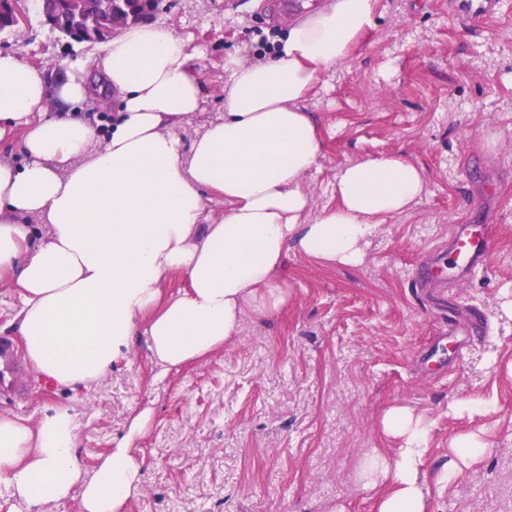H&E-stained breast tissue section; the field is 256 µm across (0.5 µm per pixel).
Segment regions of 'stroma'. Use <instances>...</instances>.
I'll use <instances>...</instances> for the list:
<instances>
[{
    "label": "stroma",
    "instance_id": "stroma-1",
    "mask_svg": "<svg viewBox=\"0 0 512 512\" xmlns=\"http://www.w3.org/2000/svg\"><path fill=\"white\" fill-rule=\"evenodd\" d=\"M20 10L0 52L50 73L93 52L53 30L32 0ZM291 16L270 15L260 0H168L158 24L204 51L203 109L183 124L184 139L224 112L225 56L264 60L261 34ZM323 81L305 103L323 133L319 170L305 179L312 210L330 203L352 160L400 155L427 177L409 214L378 225L361 265L289 253L287 307L247 314L202 362L159 373L139 336L84 400L46 389L28 365L22 394L0 391V415L34 422L47 408H71L88 475L150 410L133 443L141 486L125 512H377L381 491L363 489L357 472L373 449L396 457L401 440L380 431L392 407L429 426L419 474L427 512H512V314L503 309L512 301V0L464 27L448 0H380L375 30ZM455 224L497 228L485 265L465 279L448 264ZM423 261L448 283L447 305L417 294ZM470 306L489 315L488 335L419 363L451 312ZM468 433L483 454L439 490L449 442Z\"/></svg>",
    "mask_w": 512,
    "mask_h": 512
}]
</instances>
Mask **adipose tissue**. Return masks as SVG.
<instances>
[{
    "label": "adipose tissue",
    "mask_w": 512,
    "mask_h": 512,
    "mask_svg": "<svg viewBox=\"0 0 512 512\" xmlns=\"http://www.w3.org/2000/svg\"><path fill=\"white\" fill-rule=\"evenodd\" d=\"M379 4L311 0L270 59L225 57L224 114L188 143L179 131L202 108L203 52L169 28H124L53 78L0 52V139L19 136L24 156L0 158V282L19 289L15 331L41 382L81 394L138 336L162 371L201 361L236 336L246 313L287 304L289 252L358 266L377 225L424 197V170L400 156L343 165L332 204L316 213L303 183L322 150L305 102L323 73L353 59ZM99 97L117 107L93 122L85 109ZM214 196L224 217L207 224ZM34 218L50 225L47 237L35 239ZM172 273L188 286L167 298L161 284ZM150 419L138 413L88 476L70 408L34 425L0 415V482L33 507L76 491L82 512H123L141 482L130 447ZM381 426L404 444L396 458L372 456L364 488L390 483L378 512H426L417 486L424 426L401 407Z\"/></svg>",
    "instance_id": "ef3b65f1"
}]
</instances>
